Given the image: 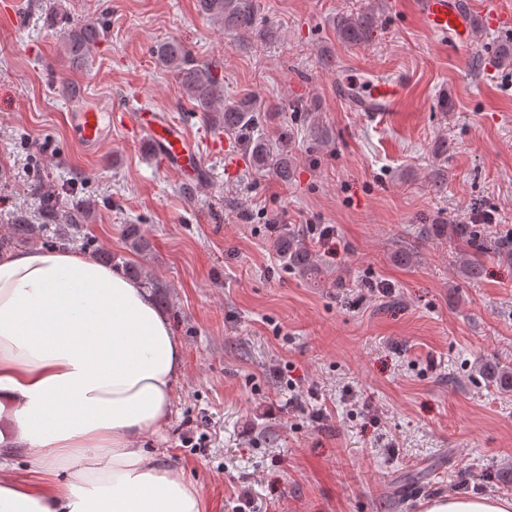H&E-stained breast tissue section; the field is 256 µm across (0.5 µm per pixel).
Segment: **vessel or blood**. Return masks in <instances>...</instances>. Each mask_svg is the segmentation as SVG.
Listing matches in <instances>:
<instances>
[{
	"label": "vessel or blood",
	"instance_id": "b4317fda",
	"mask_svg": "<svg viewBox=\"0 0 512 512\" xmlns=\"http://www.w3.org/2000/svg\"><path fill=\"white\" fill-rule=\"evenodd\" d=\"M423 26L449 50L471 44L478 25L496 28L512 24V15L490 11L476 15L472 0H414ZM409 75L397 69L365 71L347 64L336 70V96L352 112L370 120H382L398 111L410 86ZM72 136L87 153H95L112 136L113 126L146 135L154 156L166 169L179 172L185 185L206 180L201 145L185 128L166 115L148 109H112L95 99L67 113Z\"/></svg>",
	"mask_w": 512,
	"mask_h": 512
}]
</instances>
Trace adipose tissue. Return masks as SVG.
<instances>
[{"label": "adipose tissue", "instance_id": "ef3b65f1", "mask_svg": "<svg viewBox=\"0 0 512 512\" xmlns=\"http://www.w3.org/2000/svg\"><path fill=\"white\" fill-rule=\"evenodd\" d=\"M184 348L150 289L87 253L0 254V512H204L143 441L170 420ZM25 454L40 485L11 462ZM424 512H512V498Z\"/></svg>", "mask_w": 512, "mask_h": 512}]
</instances>
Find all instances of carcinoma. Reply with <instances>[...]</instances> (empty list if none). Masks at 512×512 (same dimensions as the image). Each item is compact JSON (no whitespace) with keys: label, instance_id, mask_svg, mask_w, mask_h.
Returning <instances> with one entry per match:
<instances>
[{"label":"carcinoma","instance_id":"1","mask_svg":"<svg viewBox=\"0 0 512 512\" xmlns=\"http://www.w3.org/2000/svg\"><path fill=\"white\" fill-rule=\"evenodd\" d=\"M198 9L205 15L220 22L224 29L238 34L249 35L260 24L256 12L255 0H197ZM49 22L58 24L63 30V51L69 62L75 65L85 64L90 47L100 34L101 21H86L73 24L67 15L53 8L49 12ZM373 28V17L370 13H358L342 16L336 21V35L340 42L356 45L368 40ZM154 54L161 64L172 70L184 93L194 102L201 112L210 114L215 124L225 132L237 137L248 149L253 164L257 167L271 166L284 180L288 179L291 168V158L283 153L275 159H270L262 138L254 136L256 111L253 103L244 99L232 104H219L223 97V86L216 77L213 68L195 62L184 45L177 41L162 42L155 47ZM39 210L43 218L41 224H30L20 216L10 227V236L1 241L3 245L27 243L39 237L43 225L56 224L63 221L68 226H77L85 219L87 206L77 204L72 209L62 213L59 210L57 197L51 193L38 196ZM436 232L446 234L457 240L468 249L463 254V269L471 277H477L481 272L480 256L489 249L481 230L474 224H439ZM125 237L129 248L134 252H143L148 243L137 224H129L125 228ZM276 247L288 263V268L302 275L317 271L315 256L300 234L280 236ZM126 275L143 282L163 302L166 294L162 284L142 268L125 264Z\"/></svg>","mask_w":512,"mask_h":512}]
</instances>
